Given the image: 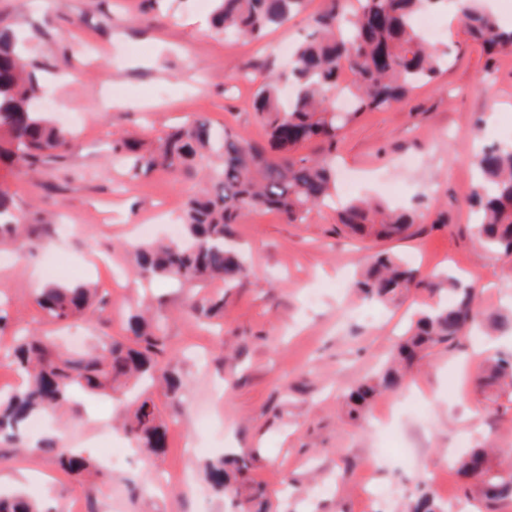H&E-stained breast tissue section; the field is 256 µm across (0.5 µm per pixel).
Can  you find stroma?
Masks as SVG:
<instances>
[{
    "label": "stroma",
    "instance_id": "1",
    "mask_svg": "<svg viewBox=\"0 0 512 512\" xmlns=\"http://www.w3.org/2000/svg\"><path fill=\"white\" fill-rule=\"evenodd\" d=\"M143 9L142 0H0V26L37 32L29 57L50 71L47 106L62 121H77L80 143L26 181L0 167V182L40 241L24 258L0 252V300L11 316L0 344L10 345L20 330L47 329L31 277L56 261L74 268L73 282L112 283L108 313L77 323L85 343L125 338L128 314L150 299L167 318L169 353L188 374L185 398L174 407L153 390L167 446L156 456L134 453L110 483L7 445H0V473L27 469L26 491L54 512H71L93 486L98 512H113L111 489L129 478L139 497L125 500L123 512H224L202 465L241 448L256 453L252 477L266 488L272 512H402L426 467L436 472L428 486L448 512H482L448 459L460 446L491 443L498 462H512V400L489 403L472 384L487 357L512 355V337H464L434 348L409 381L424 393L420 408L397 406L388 425L378 416L390 395L356 424L341 394L380 367L411 312L433 301L422 286L396 306L361 298L352 281L376 251L413 260L425 277L452 269L478 289L486 307L512 309V267L476 243L468 207L477 153L506 141L503 127L512 124V52L487 54L466 40L457 8L436 10L445 70L395 108L360 113L334 149L355 177L354 196H378L393 184V200L420 207L423 220L400 238L359 239L327 207L303 224L274 213L245 214L232 235L247 254L249 273L230 290L208 285L206 294L223 296L224 310L199 320L184 311L185 292L171 282L153 281L146 296L128 286L137 226L157 222L161 199L185 202L197 182L163 170L122 179L112 165L113 135L147 146L169 127L203 115L266 143L252 108L260 76L285 65L278 48L302 39L306 21L296 17L257 42L229 43L210 30L196 0H173L152 22ZM313 288L321 295L312 303ZM212 386L223 387L222 404L209 401ZM127 404L120 388L81 395L75 417L53 421L52 428L94 456L128 448L132 442L117 421ZM187 440L207 455L185 461ZM186 465L196 494L175 484L157 488L158 472Z\"/></svg>",
    "mask_w": 512,
    "mask_h": 512
}]
</instances>
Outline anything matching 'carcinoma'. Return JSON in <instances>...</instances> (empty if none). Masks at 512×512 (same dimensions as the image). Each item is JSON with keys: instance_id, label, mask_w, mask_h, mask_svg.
Masks as SVG:
<instances>
[{"instance_id": "obj_1", "label": "carcinoma", "mask_w": 512, "mask_h": 512, "mask_svg": "<svg viewBox=\"0 0 512 512\" xmlns=\"http://www.w3.org/2000/svg\"><path fill=\"white\" fill-rule=\"evenodd\" d=\"M214 31L229 40L259 41L306 10L307 0H209ZM443 0H357L349 11L343 0H327L325 8L308 17L309 32L294 49L288 77L268 72L254 98L258 119L266 127L267 144L251 142L226 128L219 130L205 117L187 121L141 148L126 136L112 140L131 178L155 169L198 179V190L184 203L177 239L134 246L135 272L143 280L165 277L200 288L220 280L236 287L248 268L231 240L230 226L246 212L274 211L290 224H304L324 206L336 189L331 147L358 114L388 109L411 90L435 80L446 62L416 25L418 15L436 10ZM485 0H468L460 10L466 35L488 52H512V28L502 27L486 9ZM29 62L15 33L0 29V161L27 179L37 165L59 152L79 149L77 136L38 108L41 78ZM352 81L345 95L348 108L336 109V87L345 72ZM318 141L325 152L299 153L301 145ZM478 178L469 196L478 213L475 235L494 257H512V147L482 149L475 163ZM338 222L362 237L392 238L406 234L423 214L414 207L358 197L337 213ZM34 249L31 225L19 213L8 187L0 185V246ZM419 270L387 252L376 253L355 282L363 297L386 305L402 301L419 284ZM428 292L437 298L419 311L398 339L380 372L366 376L345 393L347 417L360 420L374 398L396 392L424 353L451 345L474 325L491 333L512 331V311L483 307L475 289L452 274L435 276ZM48 321L60 327L79 316L105 311L94 286L72 288L49 281L37 295ZM224 308V298L195 296L189 312L209 318ZM163 318L133 312L127 320L128 340L101 339L84 353L62 351L49 337L29 333L0 350V357L26 376L19 389L0 396V443L20 444L27 421L43 412L72 410L75 391L99 392L114 386L161 383L176 404L184 374L157 356L165 350ZM476 388L512 392V357L485 360ZM123 430L137 448L157 453L166 426L153 400L142 394L137 406L122 417ZM60 440L45 437L39 451L59 457L71 472L92 468L89 459L59 450ZM490 448H469L456 461L457 476L493 503L512 498V471L492 465ZM253 457L231 451L206 464L204 475L212 490L229 498L234 512H269L267 491L250 478ZM0 512H42L40 502L22 492L0 494ZM408 512H445L434 494L409 498Z\"/></svg>"}]
</instances>
